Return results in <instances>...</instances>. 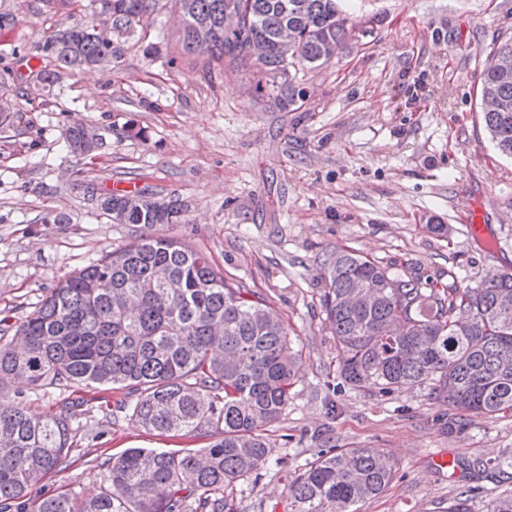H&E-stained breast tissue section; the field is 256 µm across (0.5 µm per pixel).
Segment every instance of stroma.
<instances>
[{"mask_svg": "<svg viewBox=\"0 0 512 512\" xmlns=\"http://www.w3.org/2000/svg\"><path fill=\"white\" fill-rule=\"evenodd\" d=\"M80 4L0 0L15 24L0 30V96L13 104L0 125V339L9 341L55 281L142 235L172 236L205 253L225 277L270 300L302 356L299 379L270 433L271 462L229 489L237 512H288L291 480L327 448H380L396 460L386 491L359 512H446L467 499L486 512L494 475L480 459L512 453V412H454L429 388L380 396L336 391L339 352L321 307L320 264L342 248L434 283L454 272L473 287L512 267V161L484 129L481 63L512 40V0H341L352 38L328 64L298 73L299 110L269 108L250 69L224 71L177 48L170 7L150 18L145 43L117 68L39 90L29 63ZM157 42L160 55L146 54ZM80 121L103 138L93 160L69 156L65 130ZM142 129L128 136V127ZM150 187L187 208L181 224H115L83 187ZM480 213L488 232L468 230ZM69 216L53 223L56 214ZM446 224L439 237L430 221ZM83 456L32 489L39 498H86L104 485V461L125 449L204 448L193 438L146 434L124 413L102 411L82 388ZM65 397L13 380L0 403L56 413ZM446 456L449 465L432 459Z\"/></svg>", "mask_w": 512, "mask_h": 512, "instance_id": "1", "label": "stroma"}]
</instances>
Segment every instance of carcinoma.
Listing matches in <instances>:
<instances>
[{
	"label": "carcinoma",
	"instance_id": "obj_1",
	"mask_svg": "<svg viewBox=\"0 0 512 512\" xmlns=\"http://www.w3.org/2000/svg\"><path fill=\"white\" fill-rule=\"evenodd\" d=\"M160 0H92L111 15L112 41H102L79 15L40 48L37 78L53 87L86 69L116 66L127 44L144 38ZM182 18V48L210 61H245L257 93L280 111L302 100L295 72L332 60L349 37L336 0H171ZM232 6L243 27L224 28ZM295 33L289 59L284 34ZM261 47L257 56L246 45ZM485 129L512 158V41L492 48L480 73ZM86 125L71 123L68 150L93 153ZM103 196L96 209L115 224H178L176 198L147 188L84 190ZM139 199L130 209L128 199ZM321 306L340 352L341 386L388 395L427 386L459 412L512 411V272L487 274L475 288L452 281L436 288L409 269L397 270L353 250L323 260ZM410 322L399 333L401 320ZM21 346L0 343V387L26 379L34 390L103 387L125 390L114 408L148 434H221L207 448H128L106 463L107 487L82 499L29 496L48 474L73 464L74 439L86 400L65 402L42 417L0 406V512H236L224 490L270 462L267 432L288 407L301 354L270 301L224 278L194 248L142 235L57 281L20 325ZM503 491L488 512H512V454L477 462ZM395 462L372 448L323 451L288 486V512H359L382 494Z\"/></svg>",
	"mask_w": 512,
	"mask_h": 512
}]
</instances>
